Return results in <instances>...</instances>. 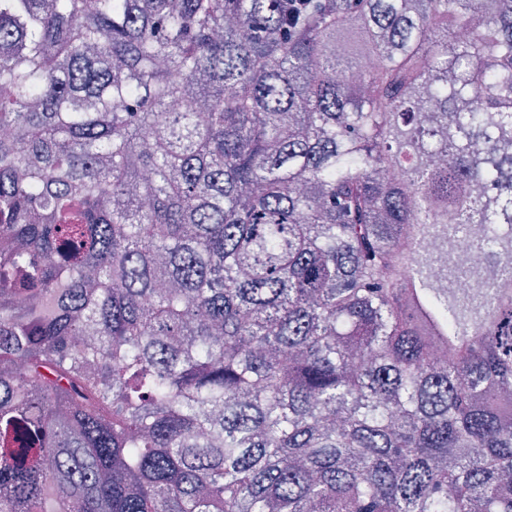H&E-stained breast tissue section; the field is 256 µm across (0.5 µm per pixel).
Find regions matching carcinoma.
I'll list each match as a JSON object with an SVG mask.
<instances>
[{
	"label": "carcinoma",
	"instance_id": "1",
	"mask_svg": "<svg viewBox=\"0 0 512 512\" xmlns=\"http://www.w3.org/2000/svg\"><path fill=\"white\" fill-rule=\"evenodd\" d=\"M0 87V512H512V0H0Z\"/></svg>",
	"mask_w": 512,
	"mask_h": 512
}]
</instances>
